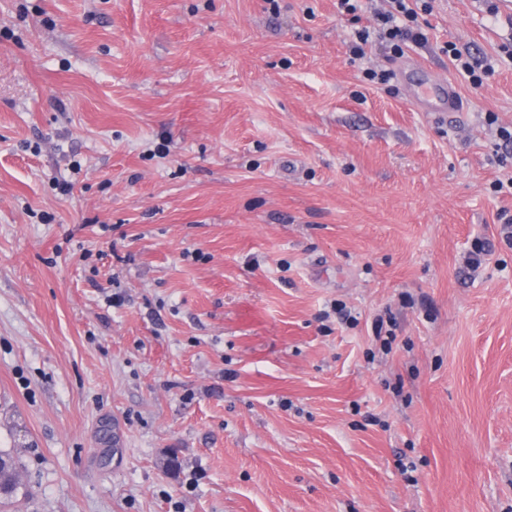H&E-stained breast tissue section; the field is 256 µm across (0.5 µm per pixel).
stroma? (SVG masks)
Masks as SVG:
<instances>
[{
    "instance_id": "stroma-1",
    "label": "stroma",
    "mask_w": 512,
    "mask_h": 512,
    "mask_svg": "<svg viewBox=\"0 0 512 512\" xmlns=\"http://www.w3.org/2000/svg\"><path fill=\"white\" fill-rule=\"evenodd\" d=\"M432 6L442 116L336 0H0L11 512H512V18ZM448 58L460 74L466 76L472 85H482L484 79L495 72L498 59L483 57L476 59L467 52H462L456 45L448 44ZM412 103L425 112H461V99L444 79L433 76L410 94Z\"/></svg>"
}]
</instances>
